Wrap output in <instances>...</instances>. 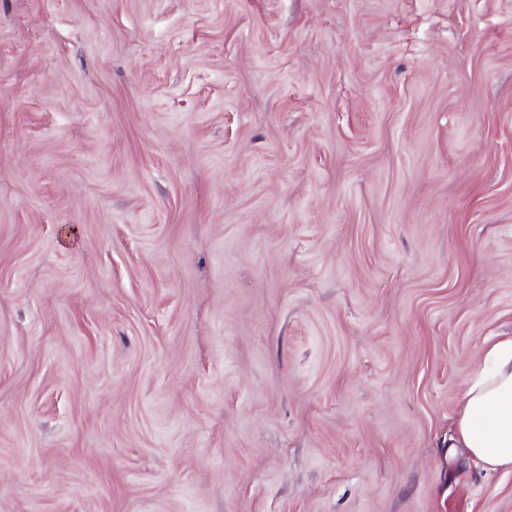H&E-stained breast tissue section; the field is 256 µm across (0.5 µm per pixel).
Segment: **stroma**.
<instances>
[{
    "instance_id": "stroma-1",
    "label": "stroma",
    "mask_w": 512,
    "mask_h": 512,
    "mask_svg": "<svg viewBox=\"0 0 512 512\" xmlns=\"http://www.w3.org/2000/svg\"><path fill=\"white\" fill-rule=\"evenodd\" d=\"M507 337L512 0H0V512H512ZM486 472L512 470V339L486 353L467 384L455 444Z\"/></svg>"
}]
</instances>
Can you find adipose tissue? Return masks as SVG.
I'll list each match as a JSON object with an SVG mask.
<instances>
[{"mask_svg":"<svg viewBox=\"0 0 512 512\" xmlns=\"http://www.w3.org/2000/svg\"><path fill=\"white\" fill-rule=\"evenodd\" d=\"M455 445L485 471L512 470V339L486 353L466 387Z\"/></svg>","mask_w":512,"mask_h":512,"instance_id":"ef3b65f1","label":"adipose tissue"}]
</instances>
